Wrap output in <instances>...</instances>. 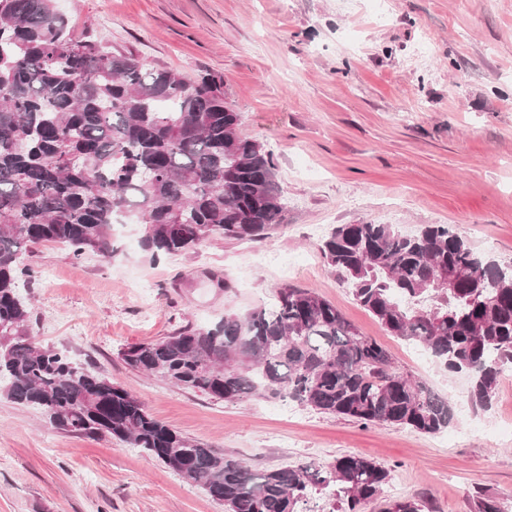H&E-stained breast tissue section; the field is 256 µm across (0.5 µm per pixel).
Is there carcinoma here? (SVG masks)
I'll use <instances>...</instances> for the list:
<instances>
[{
    "label": "carcinoma",
    "mask_w": 512,
    "mask_h": 512,
    "mask_svg": "<svg viewBox=\"0 0 512 512\" xmlns=\"http://www.w3.org/2000/svg\"><path fill=\"white\" fill-rule=\"evenodd\" d=\"M224 81L150 69L131 53L78 36L53 0H0V396L40 410L62 431L141 448L204 487L225 512H359L381 498L388 469L346 455L326 466L253 470L155 419L107 375L30 341L19 282L29 248L66 245L110 256L115 217L148 228L152 256L204 239H261L283 220L272 154L243 137ZM321 252L354 299L393 336L470 380L487 410L512 364V264L478 253L447 224L408 235L391 224H341ZM455 276L456 288L441 283ZM132 368L224 402L288 400L363 426L447 429L453 403L397 371L387 350L314 291L207 329L186 325L121 352ZM473 512H505L478 490ZM381 512H424L415 498Z\"/></svg>",
    "instance_id": "1"
}]
</instances>
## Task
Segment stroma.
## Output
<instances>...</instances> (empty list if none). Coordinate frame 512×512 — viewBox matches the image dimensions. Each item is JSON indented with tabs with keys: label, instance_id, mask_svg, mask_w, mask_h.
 Listing matches in <instances>:
<instances>
[{
	"label": "stroma",
	"instance_id": "stroma-1",
	"mask_svg": "<svg viewBox=\"0 0 512 512\" xmlns=\"http://www.w3.org/2000/svg\"><path fill=\"white\" fill-rule=\"evenodd\" d=\"M148 67L224 80L242 135L271 151L286 211L261 240L210 238L152 259L144 227L117 224L112 256L33 247L23 294L36 345L97 367L182 436L256 470L359 454L391 472L386 497L471 512L482 487L512 512V378L474 410L464 375L391 336L320 247L341 224L413 232L450 224L512 264V0H54ZM315 291L455 403L448 430L368 427L291 401H215L130 368L126 347ZM0 512H224L200 484L108 437L57 430L0 398Z\"/></svg>",
	"mask_w": 512,
	"mask_h": 512
}]
</instances>
